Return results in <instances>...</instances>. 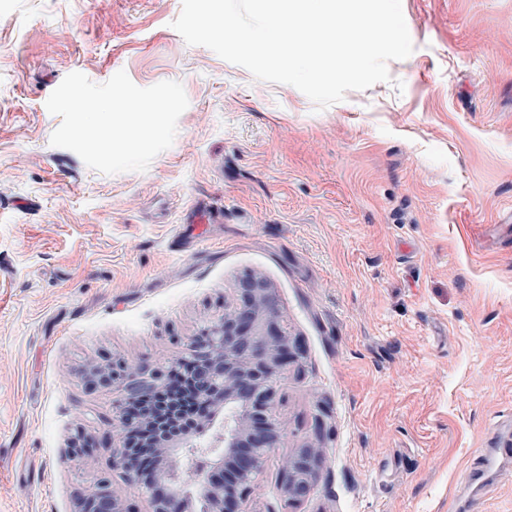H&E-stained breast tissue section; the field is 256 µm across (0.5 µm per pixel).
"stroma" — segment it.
<instances>
[{"mask_svg":"<svg viewBox=\"0 0 512 512\" xmlns=\"http://www.w3.org/2000/svg\"><path fill=\"white\" fill-rule=\"evenodd\" d=\"M401 4L412 54L320 110L187 45L181 0H0V512H73L104 473L150 512L112 467L118 388L83 371L168 365L247 273L299 354L244 512H512V460L467 479L512 445V0ZM121 70L189 104L146 171L106 175L51 145L46 101ZM320 467V448H297L285 463V479L280 486L282 495L293 501L309 496L318 480Z\"/></svg>","mask_w":512,"mask_h":512,"instance_id":"35a3bbf8","label":"stroma"}]
</instances>
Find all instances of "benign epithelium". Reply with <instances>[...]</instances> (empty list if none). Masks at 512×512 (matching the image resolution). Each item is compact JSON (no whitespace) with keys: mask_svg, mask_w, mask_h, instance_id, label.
Returning <instances> with one entry per match:
<instances>
[{"mask_svg":"<svg viewBox=\"0 0 512 512\" xmlns=\"http://www.w3.org/2000/svg\"><path fill=\"white\" fill-rule=\"evenodd\" d=\"M282 322L266 279L257 273L243 276L231 300L224 302V317L208 328L206 340H192L181 356L197 364L201 398L213 404V413L191 435L175 441L159 434L150 439L160 461L153 483L140 479L134 451L125 442L126 435L151 417L133 421L125 404L149 401L166 383L167 372L161 367H121L125 382L115 423L120 444L112 467L133 478L149 498L150 512H185L193 498L200 501L202 512H242L240 505L250 494L255 475L284 436L281 423L271 414L275 378L294 358ZM117 371L112 364L96 363L85 369L84 377L92 385L109 384ZM320 467V449H296L285 463L282 495L293 501L309 496ZM74 512H129V507L112 481L101 476L77 497Z\"/></svg>","mask_w":512,"mask_h":512,"instance_id":"1","label":"benign epithelium"}]
</instances>
